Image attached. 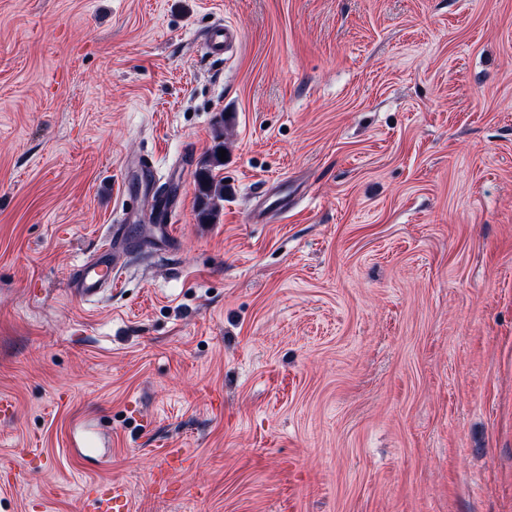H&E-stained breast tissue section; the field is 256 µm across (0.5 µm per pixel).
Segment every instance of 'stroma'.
<instances>
[{
    "mask_svg": "<svg viewBox=\"0 0 512 512\" xmlns=\"http://www.w3.org/2000/svg\"><path fill=\"white\" fill-rule=\"evenodd\" d=\"M5 402L0 512H512V0H0ZM236 29L227 25H219L215 28L208 38V48L210 53L223 55L228 47L238 40ZM220 146L221 144L217 145L203 162L198 183V190L203 204L201 214L207 219L217 216L220 202L224 201V179H218L213 174L216 168L223 167L224 165V161L219 159ZM125 225H114L108 243L74 272L69 282L70 293L74 297L88 300L112 290V282L115 283L119 277L117 255L125 239ZM91 512H127L128 491L125 484L117 481L100 488L85 490Z\"/></svg>",
    "mask_w": 512,
    "mask_h": 512,
    "instance_id": "stroma-1",
    "label": "stroma"
}]
</instances>
